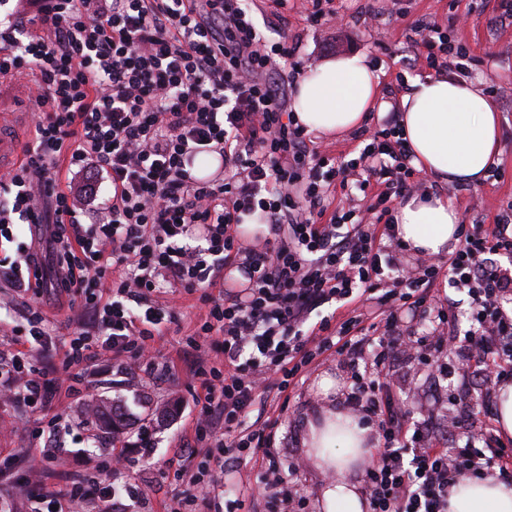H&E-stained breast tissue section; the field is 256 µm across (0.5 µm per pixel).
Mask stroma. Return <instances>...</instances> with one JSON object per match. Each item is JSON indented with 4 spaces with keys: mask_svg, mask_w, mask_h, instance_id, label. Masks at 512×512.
I'll use <instances>...</instances> for the list:
<instances>
[{
    "mask_svg": "<svg viewBox=\"0 0 512 512\" xmlns=\"http://www.w3.org/2000/svg\"><path fill=\"white\" fill-rule=\"evenodd\" d=\"M498 0H408L412 15H424L447 23L458 17L460 24L452 28L451 36L466 44L472 57L471 64L460 73L478 82L482 88L491 85L504 87L505 92L495 97L501 124L498 176H491L478 185V199L468 192L448 187L447 193L458 209L460 222L469 224L475 218L493 223L495 216L512 204V26L493 29L486 20ZM335 15L321 21L309 18L306 0H297L288 14V29L298 40L297 59L301 71H308L324 60L340 56L362 54L367 56L380 77L379 99L393 104L400 98L399 80L435 77V70L424 71L414 67V55L405 40V21L392 13L391 0H334ZM36 105L28 96L22 82L0 84V137L5 140V152L0 155V177L7 175L25 154L33 140V121ZM177 319L169 324L165 336L156 344L158 367L154 372L130 377L122 373L115 361L107 356L92 360L85 374V383L77 394H60L48 413L29 414L15 403L0 404V455L13 461L12 477L0 479V493L23 501L28 487L21 478L31 465L32 455L42 444L39 433L53 420L78 425L92 401L104 399L122 406L128 426L119 433L100 431L99 446L109 452L113 446L135 439L139 431H148L152 448L148 459L139 462L137 482L139 495L130 503V512H167L176 482L173 474V450L187 427L193 387L182 366L176 365V349L189 326L199 321L205 308L198 301H178ZM395 376L402 382L416 383L417 392L408 394L405 407L418 411L420 405L432 406L435 413H443V404L434 402L432 387L426 379V367L420 360H399ZM342 382L343 374L334 362L314 365L304 385L292 394L285 406L277 433L276 453L281 464L293 458L304 457L300 436L305 420L311 417L317 404L332 405L335 395H327L319 387L324 377ZM60 461H46L40 466L41 482L59 486L77 478L96 476L95 460L85 457L81 446L64 438Z\"/></svg>",
    "mask_w": 512,
    "mask_h": 512,
    "instance_id": "1",
    "label": "stroma"
}]
</instances>
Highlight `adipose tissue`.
<instances>
[{
  "label": "adipose tissue",
  "mask_w": 512,
  "mask_h": 512,
  "mask_svg": "<svg viewBox=\"0 0 512 512\" xmlns=\"http://www.w3.org/2000/svg\"><path fill=\"white\" fill-rule=\"evenodd\" d=\"M379 77L365 56L332 58L301 77L294 116L319 135L342 134L361 125L376 107ZM399 123L418 169L445 184H478L489 176L500 150V116L480 85L461 76L414 79L400 101ZM398 234L416 255H440L456 240L459 216L447 195L410 197L396 213ZM341 415L327 412L310 425L306 448L340 473L322 492L323 512H363L358 484L344 475L369 449L365 430L342 434ZM448 512H512V484L495 476L453 488Z\"/></svg>",
  "instance_id": "adipose-tissue-1"
}]
</instances>
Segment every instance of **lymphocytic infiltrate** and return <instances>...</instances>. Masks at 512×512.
Segmentation results:
<instances>
[{"label": "lymphocytic infiltrate", "instance_id": "1", "mask_svg": "<svg viewBox=\"0 0 512 512\" xmlns=\"http://www.w3.org/2000/svg\"><path fill=\"white\" fill-rule=\"evenodd\" d=\"M37 3L0 28V82L27 76L38 106L25 160L0 181V240L18 224L40 230L18 260H0V282L26 311L0 352V396L45 411L101 352L153 370L176 297L195 294L206 312L177 351L195 415L176 456L198 465L175 469L187 489L173 512H237L240 491L224 477L244 462L280 486L278 413L320 358L347 370L344 404L380 439L364 475L369 512H448L461 480L511 484L512 444L488 419L494 387L512 382V270L497 262L512 254V206L494 223L459 225L447 255L407 266L395 202L423 181L395 114L357 157L316 147L278 72L297 44L284 32L270 40L246 0ZM410 29L422 66L466 59L437 21ZM209 153L224 175L206 181L192 166ZM87 169L84 195L63 188V171ZM338 190L350 208L336 206ZM248 218L264 238L244 240ZM233 269L241 282H228ZM444 284L468 295L466 314L436 301ZM62 300L75 312L65 336L43 315ZM333 305L342 319L313 321ZM407 352L443 378L472 369L483 423L406 419L389 375ZM28 481L25 509L0 497V512H115L122 497L108 475L51 489L33 470Z\"/></svg>", "mask_w": 512, "mask_h": 512}]
</instances>
